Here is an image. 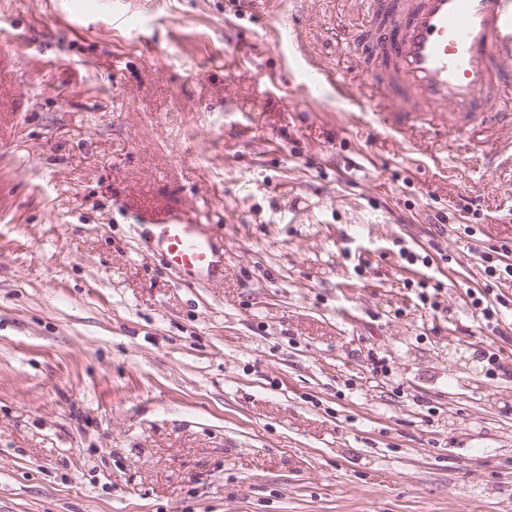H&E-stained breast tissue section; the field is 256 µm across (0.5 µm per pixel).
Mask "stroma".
<instances>
[{"instance_id":"obj_1","label":"stroma","mask_w":512,"mask_h":512,"mask_svg":"<svg viewBox=\"0 0 512 512\" xmlns=\"http://www.w3.org/2000/svg\"><path fill=\"white\" fill-rule=\"evenodd\" d=\"M275 6L298 44L239 0H0V512H512V282L504 335L468 297L512 127L354 111L298 65L370 96L385 16ZM170 212L223 278L148 251ZM138 224L152 227L150 250L189 283L205 284L224 276V239H218L207 224L187 222L178 214L142 215Z\"/></svg>"}]
</instances>
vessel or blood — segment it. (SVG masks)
Segmentation results:
<instances>
[{
    "label": "vessel or blood",
    "mask_w": 512,
    "mask_h": 512,
    "mask_svg": "<svg viewBox=\"0 0 512 512\" xmlns=\"http://www.w3.org/2000/svg\"><path fill=\"white\" fill-rule=\"evenodd\" d=\"M384 56L389 106L406 112L485 114L512 86V0H389ZM149 248L192 284L224 274V242L177 214L144 215Z\"/></svg>",
    "instance_id": "1"
}]
</instances>
